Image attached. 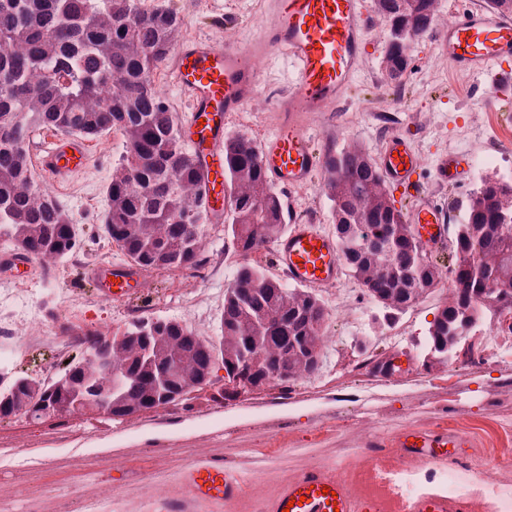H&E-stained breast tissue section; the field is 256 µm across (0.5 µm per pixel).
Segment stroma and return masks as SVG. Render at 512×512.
Segmentation results:
<instances>
[{"mask_svg":"<svg viewBox=\"0 0 512 512\" xmlns=\"http://www.w3.org/2000/svg\"><path fill=\"white\" fill-rule=\"evenodd\" d=\"M170 2L179 10L178 35L198 32L214 6L236 14L241 37L258 24L261 0H151ZM388 22L372 13L368 51L364 57L347 113L346 126L335 128L312 119L310 131L318 146L329 141L353 145L376 154L381 143L360 115L363 104L388 106L391 86L384 80ZM410 66L402 78L399 107L404 114L400 134L410 136L424 160L421 175L432 182L438 153L461 150L476 154L493 130L491 114L512 113V92L484 100L480 94L491 76L474 77L455 69L436 71L439 53L434 36L410 47ZM88 167L67 184L57 186L42 172L35 179L56 196L79 229V247L53 270L30 262L21 274L0 273V282L18 285L21 297L39 306L51 322L47 343L34 357L47 367L64 360L80 346L82 336L101 319L123 330L131 320L128 304L104 308L100 295L86 277L93 264L121 261L122 255L102 230L108 206L107 189L125 151L122 132H108L91 140ZM204 261L192 278L160 269L140 296L143 315L195 324L202 333H218L224 293L243 258L224 237V227L209 225L204 238ZM323 305L342 298L357 316L351 322L326 317L325 331L333 341L324 346L317 370L288 385H271L217 402L223 371L210 383L194 389L186 399L127 418L107 414L63 415L42 421L16 417L0 425V448L22 450L35 465L0 461V507L5 512H26L27 498L16 495L24 486L27 497L51 500L53 512H74L79 500L93 495L109 499V512H163L164 500L187 497L182 481L186 469L180 459L192 448L207 449L212 461L224 464L242 479V491L230 505L195 503V512H258L269 504L284 483L313 466L337 469L352 463L358 451L380 456L386 467L415 468L395 444L406 430L447 431L463 438L457 462V483L466 484L488 460L503 472L491 499L469 497L463 512H512V335L469 336L474 355L447 364L424 367L420 345L430 316L443 306L448 290L436 286L412 309L383 321L377 306L363 298L361 285L343 276L336 285L317 292ZM84 300L76 309L70 298ZM376 354L392 356L398 366L383 375L365 368ZM268 459L261 477H254L246 461Z\"/></svg>","mask_w":512,"mask_h":512,"instance_id":"1","label":"stroma"}]
</instances>
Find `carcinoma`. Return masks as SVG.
Listing matches in <instances>:
<instances>
[{"mask_svg":"<svg viewBox=\"0 0 512 512\" xmlns=\"http://www.w3.org/2000/svg\"><path fill=\"white\" fill-rule=\"evenodd\" d=\"M437 0H375L387 19L386 70L403 75L412 40L432 32ZM180 13L141 0H0V31L25 44L22 52L0 45V240L29 258L56 264L78 242V229L58 199L34 179L28 148L31 133L62 135L131 133L120 166L124 176L108 189L106 233L128 263L180 271L200 267L202 228L212 220L206 203L181 205L187 182L202 175L183 139L177 113L153 90V71L172 48ZM118 82L117 97L76 110L89 91ZM41 107L32 112L29 102ZM224 234L247 258L280 234L278 193L237 194L235 185L264 182L254 142L243 134L225 139ZM326 196L331 206L339 257L386 319L408 311L440 282L437 260L416 244L403 210L388 198L370 155L355 146L326 151ZM455 287L429 323L425 366L448 362L462 349L465 333L498 315L512 302V181L486 179L453 225ZM326 310L311 291L291 288L257 262L236 270L224 294L220 336L202 338L181 323L161 317L132 320L112 334L109 367L129 383L115 393L112 416L122 418L158 408L202 384L217 364L247 380L254 392L314 373L323 347ZM176 363L165 386H152L147 357ZM107 371L94 353L81 355L71 377L37 381L35 391L0 395V409L26 406L24 415L42 418L49 405L71 390L104 384Z\"/></svg>","mask_w":512,"mask_h":512,"instance_id":"1","label":"carcinoma"}]
</instances>
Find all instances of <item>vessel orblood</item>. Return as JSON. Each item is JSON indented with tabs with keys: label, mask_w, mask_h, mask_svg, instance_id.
Returning <instances> with one entry per match:
<instances>
[{
	"label": "vessel or blood",
	"mask_w": 512,
	"mask_h": 512,
	"mask_svg": "<svg viewBox=\"0 0 512 512\" xmlns=\"http://www.w3.org/2000/svg\"><path fill=\"white\" fill-rule=\"evenodd\" d=\"M370 25L364 0H264L259 33L241 40L232 20L216 36L181 38L165 59L171 84L187 105L184 142L205 177L214 222L224 217V141L229 120L259 101L272 59L284 58L293 74L287 93L272 98L273 129L256 147L266 185L283 190L309 185L323 171L324 153L310 134L320 112H332L351 93L363 64ZM440 53L465 74L495 73V86L512 75V14L470 8L435 29ZM90 151L74 136H58L37 157L39 169L55 184L66 183L87 166ZM373 161L385 181L409 198L408 222L420 247L440 252L448 240L445 209L420 182L421 159L401 135L387 139ZM470 157L462 151L440 154L434 178L445 184L463 179ZM273 261L288 282L327 288L343 274L334 235L289 214L287 229L273 242ZM101 295L123 301L143 282L128 264L95 266L87 271ZM405 456L434 459L459 456L461 441L438 432L406 431L399 437ZM191 495L225 503L242 484L222 465L197 464L186 472ZM270 512H382L377 498L352 502L344 481L316 466L284 485Z\"/></svg>",
	"instance_id": "vessel-or-blood-1"
}]
</instances>
